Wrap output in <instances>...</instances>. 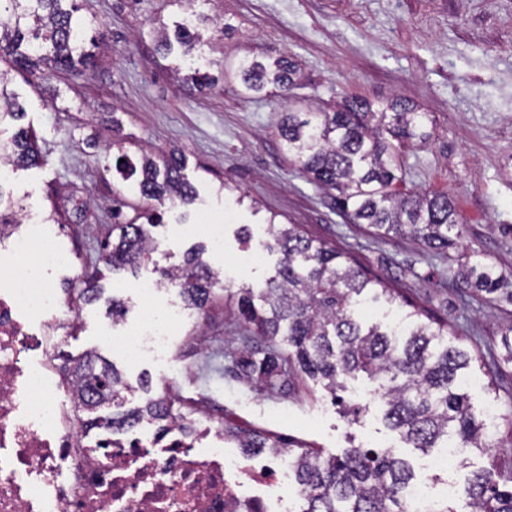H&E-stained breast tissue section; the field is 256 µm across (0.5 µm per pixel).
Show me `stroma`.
Segmentation results:
<instances>
[{
	"label": "stroma",
	"mask_w": 512,
	"mask_h": 512,
	"mask_svg": "<svg viewBox=\"0 0 512 512\" xmlns=\"http://www.w3.org/2000/svg\"><path fill=\"white\" fill-rule=\"evenodd\" d=\"M207 17L202 52L215 60L214 86L189 92L177 75L180 51L157 50V33L185 13ZM90 31L106 34L95 71L70 81L24 82L19 94L47 163L12 173L9 188L27 212H56L45 233L76 258L80 272H102L103 299L83 305L66 349L94 351L130 382L145 378L152 392L174 389L178 409H221L224 422L258 430L285 448L338 453L350 446L389 448L415 466L435 489L465 484L482 467H512V362L504 334L512 304L491 302L455 284L450 257L477 252L512 272V0H84L79 13ZM252 53L266 62L289 58L302 76L287 95H245L223 60ZM371 100L401 95L429 116V140L407 152L408 188L448 193L466 227L449 251L405 238L377 239L346 223L331 195L290 164L276 133L288 104L332 107L348 94ZM178 150L196 187L194 205L158 207L152 263L179 264L194 244L208 242L196 217L222 225L224 248L207 252L233 284L262 286L274 275L277 253L265 249L267 220L301 225L305 233L348 253L387 287L448 323V342L468 351L477 416L495 407L492 450L468 453L448 473L424 472V454L389 430L368 383L353 381L344 406L363 405L359 423L332 405L322 386L297 377L277 387L247 378L239 367L248 325L217 302L197 322L175 331L169 358L128 365L102 338L106 326L134 328L135 312L120 321L107 300L135 301L136 276L106 272L102 246L112 237L114 209L133 216L142 200L112 171L119 149ZM247 203H240V196ZM86 207L75 223L74 204ZM250 243H242V230Z\"/></svg>",
	"instance_id": "stroma-1"
}]
</instances>
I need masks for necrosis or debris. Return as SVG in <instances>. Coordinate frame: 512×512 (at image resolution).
<instances>
[{"mask_svg": "<svg viewBox=\"0 0 512 512\" xmlns=\"http://www.w3.org/2000/svg\"><path fill=\"white\" fill-rule=\"evenodd\" d=\"M41 229L34 214L0 224V512H292L287 451L227 456L221 420L112 432L81 418L76 362L58 334L79 317L80 297L50 277L74 261ZM135 288L137 328L106 338L131 364L164 354L170 340L157 322V279Z\"/></svg>", "mask_w": 512, "mask_h": 512, "instance_id": "obj_1", "label": "necrosis or debris"}]
</instances>
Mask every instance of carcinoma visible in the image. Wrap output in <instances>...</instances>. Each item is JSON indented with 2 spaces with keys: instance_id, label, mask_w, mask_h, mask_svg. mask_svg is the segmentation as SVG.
<instances>
[{
  "instance_id": "cac0c4a2",
  "label": "carcinoma",
  "mask_w": 512,
  "mask_h": 512,
  "mask_svg": "<svg viewBox=\"0 0 512 512\" xmlns=\"http://www.w3.org/2000/svg\"><path fill=\"white\" fill-rule=\"evenodd\" d=\"M74 0H0V62H8L23 79L78 75L94 63L86 48L85 30L74 17ZM201 40L196 25L178 27L174 37L160 35L158 50L174 46L189 55ZM196 63L187 83L202 92L213 77ZM232 72L241 88L261 94L272 86L284 90L299 77L296 64L285 58L266 64L239 58ZM10 71H0V125L15 127L0 137V164L11 171L31 169L44 162L37 137L24 125L26 111L9 89ZM428 114L396 98L372 102L351 95L328 111L290 108L282 114L278 136L288 160L318 188L336 192L338 210L350 224H359L377 238L406 237L422 246L446 250L463 235L458 212L446 193L405 188L403 147L430 137ZM113 168L122 180L147 200H177L188 207L197 200L193 184L183 174L182 157L172 151L155 156L120 152ZM19 202L6 196L0 182V224H18ZM269 220V251L281 255L276 276L262 288L241 284L234 292L236 307L264 347L246 349L241 367L250 378L273 386L300 372L325 382L332 400L341 399L345 380L359 375L378 384L385 406L383 420L412 447L423 452L439 448L489 449L483 422L471 412L464 373L472 361L468 352L448 345V323L423 321L415 312L400 316L395 329L364 326L352 306L385 299L393 291L352 264L350 257L302 234L293 224ZM162 215L145 211L118 224L117 238L107 245L102 261L114 272L148 270L156 244L149 227ZM206 247L191 248L183 264L159 273L163 287L179 290L186 308L204 311L220 284L218 273L204 259ZM455 278L483 295L512 303V278L490 263L466 260ZM90 356L77 371L79 383L92 387L95 397L81 405L90 410L112 408L97 424L114 431L151 418L171 417L145 382L144 405L124 409L125 395L134 386L115 367L101 366ZM224 437L250 452L279 447L255 433L224 429ZM294 481L301 487L300 512H404L403 494L413 480L410 462L389 450L353 446L340 455L300 449L289 452ZM512 469L480 470L471 474L463 508L469 512H512Z\"/></svg>"
}]
</instances>
